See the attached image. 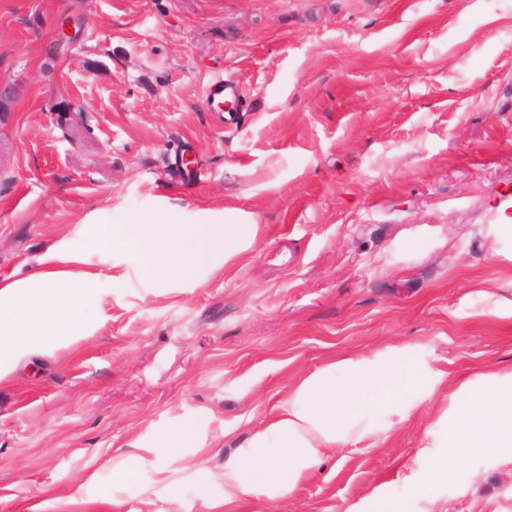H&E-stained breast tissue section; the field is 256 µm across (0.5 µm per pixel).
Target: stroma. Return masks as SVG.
I'll list each match as a JSON object with an SVG mask.
<instances>
[{
	"label": "stroma",
	"instance_id": "35a3bbf8",
	"mask_svg": "<svg viewBox=\"0 0 512 512\" xmlns=\"http://www.w3.org/2000/svg\"><path fill=\"white\" fill-rule=\"evenodd\" d=\"M245 92L233 124L214 77ZM0 277L71 239L112 277L98 331L0 376V512H209L224 458L334 358L418 348L445 378L376 447L242 512H512V463L424 480L450 393L512 371V0H0ZM238 218L252 244L151 288L82 224ZM187 432L180 457L154 443ZM127 462L117 478L113 466ZM209 493V494H210ZM486 222L490 224V236L498 243L507 241L509 233L512 238V175L502 182L497 189L486 214Z\"/></svg>",
	"mask_w": 512,
	"mask_h": 512
}]
</instances>
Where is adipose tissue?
Here are the masks:
<instances>
[{
  "mask_svg": "<svg viewBox=\"0 0 512 512\" xmlns=\"http://www.w3.org/2000/svg\"><path fill=\"white\" fill-rule=\"evenodd\" d=\"M77 233L92 249L137 250L146 260L147 281L166 288L223 266L253 242L256 227L206 217L185 224L167 211L132 224H82ZM81 260L71 240L61 239L35 268L0 279V376L20 358L93 335L107 279L71 271ZM441 380L416 349L397 346L334 359L300 377L267 424L225 458L224 491L208 497L210 512H239L248 496L285 497L329 450L422 415ZM424 446L423 471L431 481L447 477L449 462L474 450L512 461V372L464 382L449 395Z\"/></svg>",
  "mask_w": 512,
  "mask_h": 512,
  "instance_id": "adipose-tissue-1",
  "label": "adipose tissue"
}]
</instances>
